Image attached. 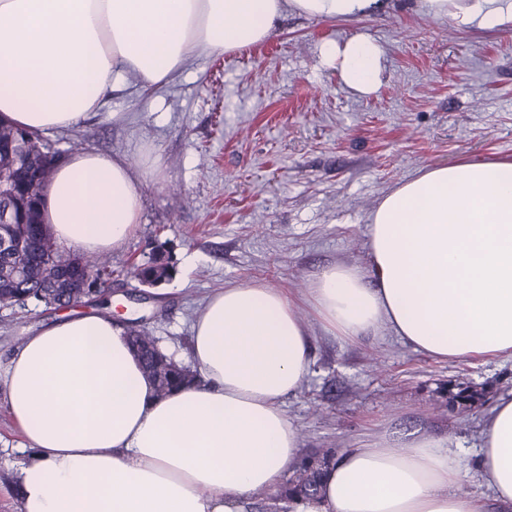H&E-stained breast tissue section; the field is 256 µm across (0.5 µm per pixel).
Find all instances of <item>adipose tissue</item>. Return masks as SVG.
I'll return each mask as SVG.
<instances>
[{
  "label": "adipose tissue",
  "instance_id": "obj_1",
  "mask_svg": "<svg viewBox=\"0 0 512 512\" xmlns=\"http://www.w3.org/2000/svg\"><path fill=\"white\" fill-rule=\"evenodd\" d=\"M480 30L512 26V0H419ZM379 0H0V120L35 134L72 129L127 77L156 89L195 59L264 41L287 10L351 20ZM342 81L373 91L382 50L357 37L322 47ZM158 163L84 149L41 190L44 224L79 255L121 249ZM369 262L315 276L306 301L332 336L389 331L446 361L512 358V160L424 170L370 216ZM195 381L159 394L119 317L60 313L0 371V401L29 457L21 512H247L301 462L285 401L311 367V330L289 295L225 285L195 315ZM463 491L451 441L389 428L340 451L298 512H512V394L483 418Z\"/></svg>",
  "mask_w": 512,
  "mask_h": 512
}]
</instances>
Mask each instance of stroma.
<instances>
[{"instance_id":"1","label":"stroma","mask_w":512,"mask_h":512,"mask_svg":"<svg viewBox=\"0 0 512 512\" xmlns=\"http://www.w3.org/2000/svg\"><path fill=\"white\" fill-rule=\"evenodd\" d=\"M359 36L383 50L369 94L349 89L320 53ZM44 140L63 158L94 149L136 168L160 159L135 234L106 256L111 288L79 309L122 302L184 363L195 313L215 289L261 280L302 299L325 265H366L368 216L391 189L434 166L512 158V28L468 27L419 12L415 0H383L345 21L290 13L262 43L199 58L161 88L127 79L83 126ZM159 244L173 271L146 289L133 266ZM55 316L35 300L0 309V365ZM303 316L313 361L285 408L305 460L373 430L420 428L451 437L467 490L485 492L474 469L480 423L512 393L511 358L441 361L384 330L347 342L325 334L311 309ZM462 390L478 400L451 403ZM21 442L0 402V512H20Z\"/></svg>"}]
</instances>
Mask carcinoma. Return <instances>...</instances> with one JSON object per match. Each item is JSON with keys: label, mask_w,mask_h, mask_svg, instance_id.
<instances>
[{"label": "carcinoma", "mask_w": 512, "mask_h": 512, "mask_svg": "<svg viewBox=\"0 0 512 512\" xmlns=\"http://www.w3.org/2000/svg\"><path fill=\"white\" fill-rule=\"evenodd\" d=\"M55 153L50 151L40 136L23 128L4 125L0 133V166L6 168L7 177L4 190L6 205L14 213L12 224H0V232L11 233L25 242L21 260H6L0 257V283L8 287V293L16 303L39 298L42 288L52 279H64L66 275L54 269L52 253L58 247L51 241L45 228L40 225L41 199L34 188V181L40 165L49 161ZM21 264L24 274L14 278L4 275L6 264ZM171 258L159 252L151 260L135 268L134 276L148 282H162L170 276ZM126 335L137 350L143 364L150 363V354L139 338V329L135 325L126 327ZM189 370L174 358H167V371L156 380L158 389L168 393L189 381ZM333 452L325 451L316 462L305 463L296 469L294 476L281 484L278 492L266 498L262 512H288V508L314 494L322 468L331 463Z\"/></svg>", "instance_id": "1"}]
</instances>
